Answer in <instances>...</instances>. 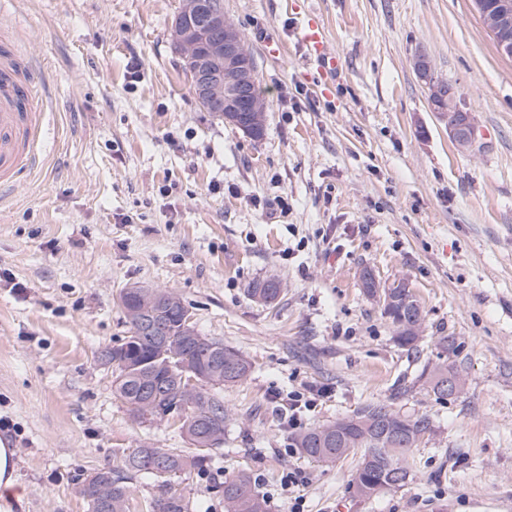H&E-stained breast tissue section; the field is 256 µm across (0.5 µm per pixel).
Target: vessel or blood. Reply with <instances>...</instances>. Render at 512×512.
<instances>
[{"label":"vessel or blood","mask_w":512,"mask_h":512,"mask_svg":"<svg viewBox=\"0 0 512 512\" xmlns=\"http://www.w3.org/2000/svg\"><path fill=\"white\" fill-rule=\"evenodd\" d=\"M302 41L320 66L335 68L326 56L323 31L316 23L303 29ZM44 103L32 66L23 62L17 41L8 28H0V187L14 185L33 168L40 154Z\"/></svg>","instance_id":"obj_1"}]
</instances>
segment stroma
Wrapping results in <instances>:
<instances>
[{"label": "stroma", "instance_id": "35a3bbf8", "mask_svg": "<svg viewBox=\"0 0 512 512\" xmlns=\"http://www.w3.org/2000/svg\"><path fill=\"white\" fill-rule=\"evenodd\" d=\"M180 7L0 0L48 106L37 166L0 191V270L24 285L0 282V441L26 493L12 512H87L78 482L123 452L191 451L173 422L133 421L99 360L134 286L177 292L200 335L252 364L224 389L210 469L175 483L191 512H224L241 471L269 512H512V58L473 0H224L267 91L256 139L195 98L169 40ZM312 19L335 76L307 57ZM420 52L471 112L475 149L430 110ZM365 267L420 300L416 352L363 295ZM269 278L279 298L255 303ZM442 336L463 344L465 388L440 402L414 379ZM389 399L436 433L413 481L359 501L355 457L316 462L292 436ZM281 290L278 281L264 280L252 283L247 289V292L256 303L267 305L271 304L279 297Z\"/></svg>", "mask_w": 512, "mask_h": 512}]
</instances>
